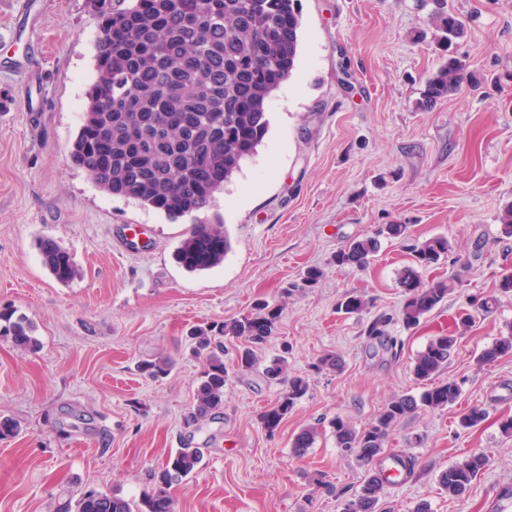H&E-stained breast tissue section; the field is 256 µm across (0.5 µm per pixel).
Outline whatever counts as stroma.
<instances>
[{
	"mask_svg": "<svg viewBox=\"0 0 512 512\" xmlns=\"http://www.w3.org/2000/svg\"><path fill=\"white\" fill-rule=\"evenodd\" d=\"M442 7L464 26L451 52L471 78L425 108L426 80L447 54L432 23ZM301 9L296 69L267 104L269 132L203 214L223 221L231 249L223 265L195 274L174 259L191 218L104 193L71 160L94 78L92 0H0V310L28 321L40 343L24 352L0 336V414L20 425L0 438V512H58L89 489L139 500L187 438L203 460L172 485L174 512H340L336 491L354 494L366 473L337 447L330 420L363 428L391 398L418 394L411 362L444 333L458 343L443 376L461 394L391 431L385 454L417 465L406 483L385 486V499L394 512L423 501L430 512H496L512 487V436L501 431L512 417V354L478 361L512 324V293L498 287L512 266L499 221L512 204V0H301ZM35 86L42 95L29 111L24 95ZM385 224L447 237L468 262L421 270L423 283L462 284L419 325H389L402 346L396 360L369 349L363 329L400 307L409 255L384 237L366 269L332 262ZM45 236L73 254L70 283L43 266L36 242ZM310 266L324 270L320 283L285 295ZM348 293L369 307L338 312ZM487 296L497 299L492 312L462 326L471 300ZM261 301L282 313L259 367L239 371L236 343L225 341L224 408L190 424L203 369L191 331ZM328 353L343 359L342 372L317 369ZM160 355L173 360L169 374L142 377L138 363ZM280 355L308 389L271 433L260 416L283 387L261 366ZM472 406L486 417L461 428ZM311 425L315 443L295 456V434ZM474 451L488 467L448 498L438 475Z\"/></svg>",
	"mask_w": 512,
	"mask_h": 512,
	"instance_id": "35a3bbf8",
	"label": "stroma"
}]
</instances>
